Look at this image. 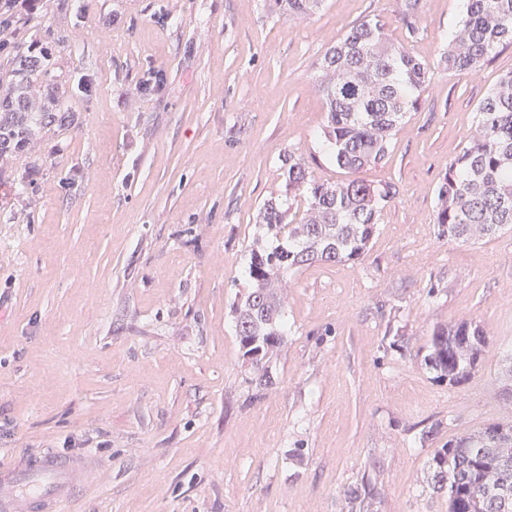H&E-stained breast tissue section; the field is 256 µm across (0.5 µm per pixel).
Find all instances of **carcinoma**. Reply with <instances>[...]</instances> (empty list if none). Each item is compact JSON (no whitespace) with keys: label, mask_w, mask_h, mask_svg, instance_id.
Listing matches in <instances>:
<instances>
[{"label":"carcinoma","mask_w":512,"mask_h":512,"mask_svg":"<svg viewBox=\"0 0 512 512\" xmlns=\"http://www.w3.org/2000/svg\"><path fill=\"white\" fill-rule=\"evenodd\" d=\"M323 2L274 0L291 20L317 13ZM418 2L404 0L399 13L410 31L419 19ZM463 6L443 52L453 73L479 70L498 45L512 43V0H463ZM70 41L71 34L48 28L28 42L15 37L0 44L15 72L13 81L0 84V159L26 152L38 124L62 118L52 59ZM429 80L428 64L389 40L377 17L353 25L325 54L316 82L327 105L323 137L331 163L349 177L320 181L303 157L290 155L286 200L271 198L260 208L264 234L250 245V288L235 308L236 334L258 387L271 384L266 359L285 342L288 274L365 255L394 193L358 173L384 159ZM478 114L469 145L448 163L437 191L439 234L464 242L512 227V72L480 102ZM300 194L306 208L291 224L288 199ZM487 342L482 329L461 320L433 331L428 361L448 383L458 384L477 367ZM430 469L428 486L448 496V512H512V424L493 423L457 437L434 453Z\"/></svg>","instance_id":"obj_1"}]
</instances>
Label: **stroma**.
<instances>
[{
  "label": "stroma",
  "mask_w": 512,
  "mask_h": 512,
  "mask_svg": "<svg viewBox=\"0 0 512 512\" xmlns=\"http://www.w3.org/2000/svg\"><path fill=\"white\" fill-rule=\"evenodd\" d=\"M42 0L64 120L0 173V462L93 454L68 512H448L426 488L449 439L512 420V229L440 236L437 187L469 144L512 44L479 72L440 61L462 0ZM378 16L430 86L361 176L394 187L366 256L288 277L286 343L257 389L235 333L263 202L282 162L338 181L316 89L330 46ZM488 344L468 381L426 362L434 328ZM362 489L350 505L349 488ZM323 2L324 0H274L275 5L291 20L304 19L316 14Z\"/></svg>",
  "instance_id": "35a3bbf8"
}]
</instances>
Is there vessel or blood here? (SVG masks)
I'll list each match as a JSON object with an SVG mask.
<instances>
[{
	"label": "vessel or blood",
	"mask_w": 512,
	"mask_h": 512,
	"mask_svg": "<svg viewBox=\"0 0 512 512\" xmlns=\"http://www.w3.org/2000/svg\"><path fill=\"white\" fill-rule=\"evenodd\" d=\"M98 476L99 464L89 455L0 464V512H62L78 488Z\"/></svg>",
	"instance_id": "1"
}]
</instances>
